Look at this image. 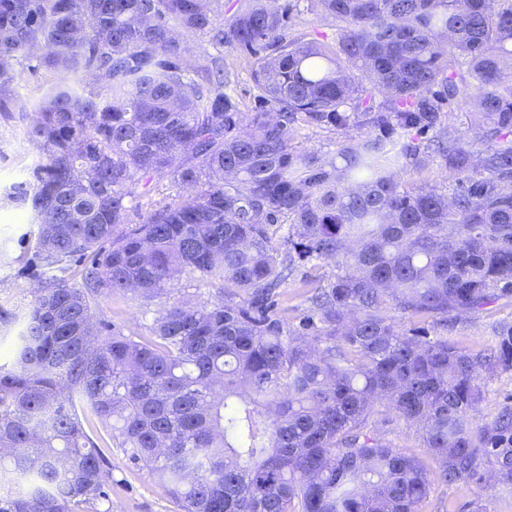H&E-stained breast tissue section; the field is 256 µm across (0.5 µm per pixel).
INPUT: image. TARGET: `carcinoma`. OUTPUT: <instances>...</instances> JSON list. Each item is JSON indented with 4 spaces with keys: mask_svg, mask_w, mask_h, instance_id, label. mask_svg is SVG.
Listing matches in <instances>:
<instances>
[{
    "mask_svg": "<svg viewBox=\"0 0 512 512\" xmlns=\"http://www.w3.org/2000/svg\"><path fill=\"white\" fill-rule=\"evenodd\" d=\"M312 2L335 42L286 37L290 2L0 0V114L32 113L44 150L13 192L40 288L0 306L22 324L0 363V512H111L105 435L181 512H419L429 472L378 437L376 403L420 427L444 482L512 489V405L474 418L484 375L512 373V324L485 356L388 315L512 297V3ZM194 37L246 59L250 112L223 56L186 64ZM463 101L477 153L445 126ZM302 126L361 133L324 156L291 146ZM436 158L451 195L399 178ZM166 177L198 191L151 200ZM307 265L313 313L293 326L279 288ZM182 281L218 295L161 305L142 335L94 319L101 295Z\"/></svg>",
    "mask_w": 512,
    "mask_h": 512,
    "instance_id": "cac0c4a2",
    "label": "carcinoma"
}]
</instances>
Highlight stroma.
<instances>
[{"label": "stroma", "instance_id": "1", "mask_svg": "<svg viewBox=\"0 0 512 512\" xmlns=\"http://www.w3.org/2000/svg\"><path fill=\"white\" fill-rule=\"evenodd\" d=\"M296 10L288 36L330 42L336 37V24L322 20L309 9L310 0H292ZM31 118L0 115V304L10 306L17 299L33 300L38 281L34 271L24 269L21 239L33 231L32 213L16 203L12 188L31 180L32 171L44 151L32 134ZM96 317L112 321L124 332L144 333L152 320V307L121 297H99ZM395 319L407 328H416L430 336L443 334L460 347L472 352H489L495 344V331L501 323H512V298H503L479 313L462 317L449 326L440 325L431 316L396 314ZM106 457L112 464V512H179L177 505L156 483L143 465L128 460L120 449L109 448ZM490 502L494 512H512V490L493 482L450 485L433 479L429 494L419 512H468L474 499Z\"/></svg>", "mask_w": 512, "mask_h": 512}]
</instances>
